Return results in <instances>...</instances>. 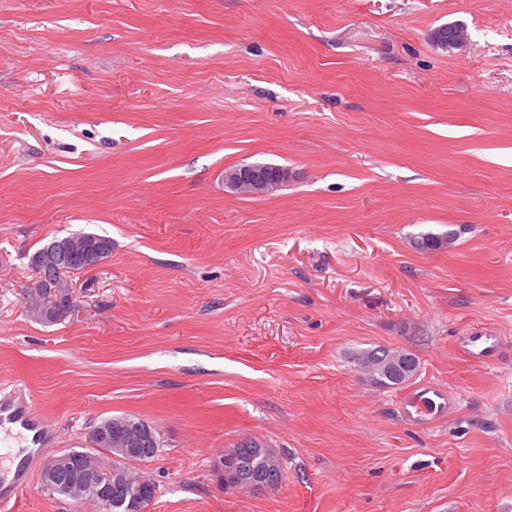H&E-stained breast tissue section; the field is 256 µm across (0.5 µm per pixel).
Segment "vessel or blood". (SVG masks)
<instances>
[{"label":"vessel or blood","mask_w":512,"mask_h":512,"mask_svg":"<svg viewBox=\"0 0 512 512\" xmlns=\"http://www.w3.org/2000/svg\"><path fill=\"white\" fill-rule=\"evenodd\" d=\"M468 344L471 357L479 363L502 350L498 338L492 335L469 337ZM53 433V426L24 389L15 385L0 388V464L15 466L12 482L0 484V512H12L19 495L32 481L31 449L41 447Z\"/></svg>","instance_id":"1"}]
</instances>
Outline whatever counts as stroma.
<instances>
[{
	"instance_id": "stroma-1",
	"label": "stroma",
	"mask_w": 512,
	"mask_h": 512,
	"mask_svg": "<svg viewBox=\"0 0 512 512\" xmlns=\"http://www.w3.org/2000/svg\"><path fill=\"white\" fill-rule=\"evenodd\" d=\"M255 162L291 178L225 188ZM75 231L112 253L38 322L29 258ZM377 347L416 374L372 385ZM1 383L46 459L152 423L150 512H512V0H0ZM249 439L277 490L225 489ZM469 353L478 363H485L494 355L499 356L502 346L497 336H472L468 339ZM353 363L380 388H393L409 380L418 368V360L408 352L373 349L354 355ZM130 419H135V420H140V421L142 420V419L135 418L133 416H128V415L118 416V417H109V418L101 420V422L93 428L92 433L90 435L89 440H90L91 446L93 448H95L96 446L100 445L99 440H98V434H101L103 436V438H105L106 441L108 442V447L100 445V448H102V450H105V451L108 450V448H114L112 446V438H114L115 435L117 436V433L120 432L121 427L124 425V423ZM227 461L266 476V480L277 479L278 484L283 477L282 458L273 448L257 440H249L238 444L227 451Z\"/></svg>"
}]
</instances>
